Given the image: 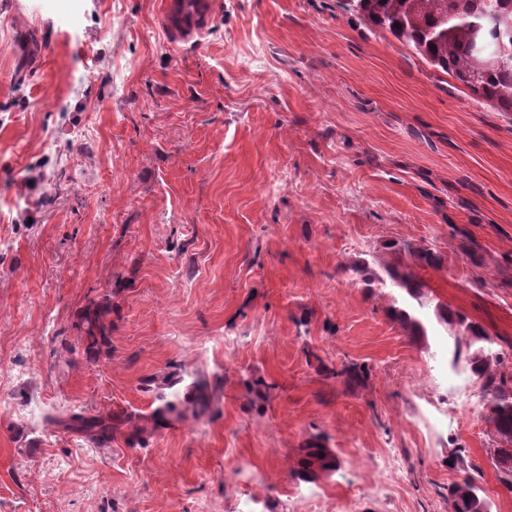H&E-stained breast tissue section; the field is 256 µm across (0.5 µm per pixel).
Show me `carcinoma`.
Returning <instances> with one entry per match:
<instances>
[{"label": "carcinoma", "instance_id": "carcinoma-1", "mask_svg": "<svg viewBox=\"0 0 512 512\" xmlns=\"http://www.w3.org/2000/svg\"><path fill=\"white\" fill-rule=\"evenodd\" d=\"M346 9L371 25L390 33L406 44L434 70L451 76L499 112H512V0H346ZM390 262L381 269L363 262L345 265L343 272L363 276L370 288H390L402 294L393 298L387 316L412 337L428 335L429 314L422 301L425 281L414 268H439L442 257L428 246L410 243L387 245ZM435 318L448 333V363L455 368L465 363L470 377L480 384L486 419L493 428L488 455L499 483L512 493V367L505 366L503 352L477 323L465 315L436 305ZM321 372L361 383L370 374L368 367L343 363ZM180 379L167 377L155 389L157 407L150 422L162 429L183 420L187 413L204 414L212 393L206 380L197 376L182 392ZM72 426L98 445L114 439L121 426L133 422L127 414L110 416L73 415ZM340 462L334 451L318 440L301 449L292 477L304 482L319 474L337 471ZM493 503L484 495L476 479L466 474L448 485V512H492Z\"/></svg>", "mask_w": 512, "mask_h": 512}]
</instances>
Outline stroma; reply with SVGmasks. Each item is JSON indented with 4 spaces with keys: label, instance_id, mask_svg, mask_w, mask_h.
<instances>
[{
    "label": "stroma",
    "instance_id": "35a3bbf8",
    "mask_svg": "<svg viewBox=\"0 0 512 512\" xmlns=\"http://www.w3.org/2000/svg\"><path fill=\"white\" fill-rule=\"evenodd\" d=\"M163 9L0 0V196L24 201L0 222V512H448L458 446L512 512L440 337L341 272L434 248L426 296L511 352L512 112L344 0H214L181 40ZM344 362L368 383L318 369ZM199 373L210 412L143 441L56 422L147 416ZM317 437L339 470L293 479Z\"/></svg>",
    "mask_w": 512,
    "mask_h": 512
}]
</instances>
